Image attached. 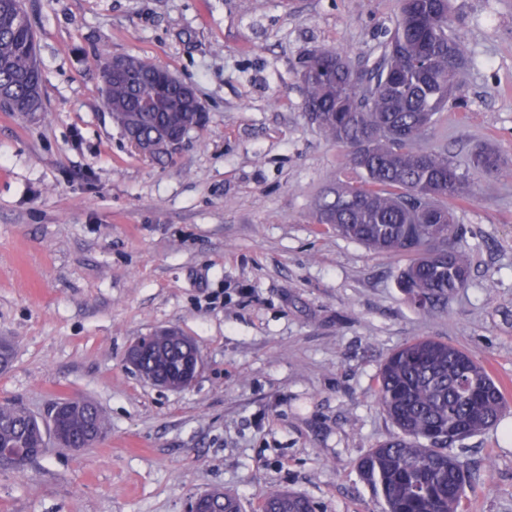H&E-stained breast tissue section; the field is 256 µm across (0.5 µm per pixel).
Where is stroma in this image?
Listing matches in <instances>:
<instances>
[{"mask_svg": "<svg viewBox=\"0 0 512 512\" xmlns=\"http://www.w3.org/2000/svg\"><path fill=\"white\" fill-rule=\"evenodd\" d=\"M42 111H0V404L46 415L82 397L99 443L56 444L0 470V512H186L220 490L256 512L287 488L315 512H381L358 460L395 432L373 389L383 361L432 336L467 351L512 418V174L475 175L456 210L469 288L431 315L397 285L404 260L316 224L344 155L304 110L306 54L372 68L399 0H23ZM459 98L427 138L465 164L512 163V0H451ZM130 55L191 84L205 126L172 160L138 156L104 104L103 63ZM161 327L194 340L191 385L125 362ZM471 512H512V436L454 447ZM504 161L493 148L484 147L473 152L469 157L468 166L473 170L486 175H500L503 171Z\"/></svg>", "mask_w": 512, "mask_h": 512, "instance_id": "35a3bbf8", "label": "stroma"}]
</instances>
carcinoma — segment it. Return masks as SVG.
<instances>
[{
	"instance_id": "1",
	"label": "carcinoma",
	"mask_w": 512,
	"mask_h": 512,
	"mask_svg": "<svg viewBox=\"0 0 512 512\" xmlns=\"http://www.w3.org/2000/svg\"><path fill=\"white\" fill-rule=\"evenodd\" d=\"M136 81L112 78L104 63L105 106L116 117L139 110L158 93V112L141 119L150 136L168 118L194 129V109L175 89L160 88L161 67L130 57ZM465 64L449 34V0H400L398 22L381 60L369 71L352 68L338 52L310 53L302 73L305 109L325 137L346 149V166L359 180L336 184L316 211V222L379 252L408 258L398 273L414 307L431 314L470 285L472 259L461 245L451 206L474 194L468 174L448 154L422 146L436 116L456 100ZM42 85L36 35L22 0H0V91L4 112H23ZM504 161L489 147L473 152L468 166L499 175ZM181 336L154 334L141 366L164 375L180 365ZM375 395L398 429L358 462L361 477L381 501L382 512H468L465 471L453 447L495 426L507 409L489 372L463 350L431 337L407 343L380 367ZM62 432L16 404L0 405V448L22 454L0 463L21 471L53 440L64 448L91 447L105 421L90 402H61ZM259 512H315L288 489L269 492Z\"/></svg>"
}]
</instances>
